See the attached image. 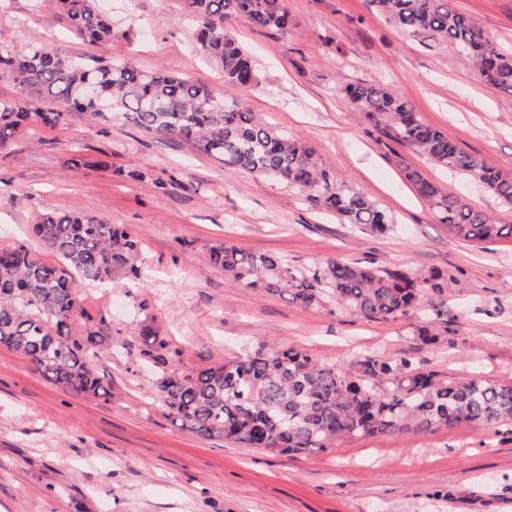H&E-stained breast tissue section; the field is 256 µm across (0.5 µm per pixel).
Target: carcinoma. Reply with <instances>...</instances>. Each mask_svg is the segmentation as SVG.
Returning <instances> with one entry per match:
<instances>
[{"instance_id": "carcinoma-1", "label": "carcinoma", "mask_w": 512, "mask_h": 512, "mask_svg": "<svg viewBox=\"0 0 512 512\" xmlns=\"http://www.w3.org/2000/svg\"><path fill=\"white\" fill-rule=\"evenodd\" d=\"M400 30L425 35L457 52L491 86L512 92V52L460 12L454 0H371ZM79 39L112 41V16L98 0H58ZM198 50L224 72V95L164 72L145 74L104 56H69L30 44L0 46V70L30 98L0 99V147L31 122L59 125L74 112L93 120L122 119L144 133L180 142L224 165L250 174H277L312 209L362 225L378 236L393 231L389 213L337 176L301 139L254 118L240 92L261 84L260 71L233 34L246 20L267 31L290 27L284 0H187ZM345 98L392 142L433 164L467 176L512 206V178L462 150L448 134L425 123L414 105L383 84L348 83ZM47 100L49 110L35 107ZM405 181L437 224L456 237L488 242L512 235L448 191L418 167H402ZM48 263L25 246L0 248V345L28 358L47 382L75 396H110L93 363L110 336L94 329L80 302V285L103 284L114 275L140 279L139 237L123 224L62 209L43 214L32 227ZM210 264L233 282L288 295L305 307L328 296L373 322L410 315L425 294L435 314L445 307L448 273L330 260L306 275L288 260L224 242L210 248ZM141 363L155 373L154 397L173 422L192 432L243 448L283 456L317 449L348 435L403 436L466 423L494 429L512 423V385L478 378L445 380L410 358L359 354L351 368L325 363L294 347L259 343L235 359L208 367L185 366L180 352L150 324L140 331Z\"/></svg>"}]
</instances>
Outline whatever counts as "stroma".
Returning <instances> with one entry per match:
<instances>
[{
  "instance_id": "35a3bbf8",
  "label": "stroma",
  "mask_w": 512,
  "mask_h": 512,
  "mask_svg": "<svg viewBox=\"0 0 512 512\" xmlns=\"http://www.w3.org/2000/svg\"><path fill=\"white\" fill-rule=\"evenodd\" d=\"M293 28L276 33L237 21L238 41L264 80L245 96L255 117L298 136L394 218L376 236L308 208L266 178L224 166L178 142L116 119L32 123L0 150V247L40 252L28 228L48 210L89 213L143 239L138 284L122 277L84 288L112 347L95 371L109 399L74 396L44 381L23 355L0 346V512H512V427L457 424L424 436H349L295 457L242 448L180 428L154 401L153 372L138 360L153 325L206 366L259 342L310 352L350 368L355 353L405 356L440 378L512 384V235L475 247L435 223L402 176L421 168L478 209L512 224V208L458 175L388 141L341 94L381 83L464 151L512 176V94L432 39L405 33L370 0H284ZM112 15L104 49L71 32L57 0H0V44L103 52L220 92L221 67L197 50L185 0H99ZM503 47H512V0H455ZM81 156L84 166L71 165ZM132 170L151 174L129 179ZM177 175L157 192L154 180ZM230 242L288 258L300 271L332 259L445 269L443 316L363 320L335 303L304 307L234 284L209 264ZM440 330L421 344L416 326Z\"/></svg>"
}]
</instances>
